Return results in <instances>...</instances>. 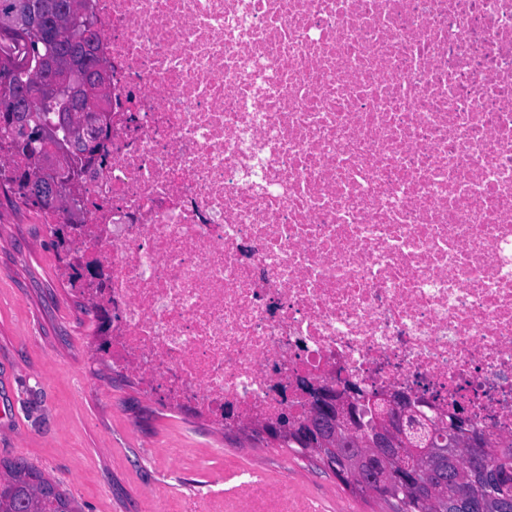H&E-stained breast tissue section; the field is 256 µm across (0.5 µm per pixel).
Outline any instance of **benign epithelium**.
<instances>
[{"label":"benign epithelium","mask_w":512,"mask_h":512,"mask_svg":"<svg viewBox=\"0 0 512 512\" xmlns=\"http://www.w3.org/2000/svg\"><path fill=\"white\" fill-rule=\"evenodd\" d=\"M98 95L88 108L76 113L70 106L68 93L81 83V76L67 69L45 71L38 66L30 76L42 80L45 93L58 99V110L37 119L19 114L13 134L27 145L32 168H16L10 177L26 182L25 190L33 198L49 192L56 197L60 187L70 181L66 156L72 151L90 155L102 137L107 124L108 80L105 70L94 68ZM71 230L57 234L60 259L74 267L80 280L100 281L102 272L87 267V260L76 263L67 248ZM297 388L305 396L308 410L302 417L288 416L273 424H255L251 430L274 439L290 436L304 451L317 453L323 466L340 458L336 478L363 487H380L384 480L419 490L430 497L458 482L490 481L493 497L476 501L459 497L449 504L451 512H508L512 509V461L505 458L489 474L476 467L473 449L490 439L466 432L457 443L437 446L433 439L438 428L454 424L463 428L469 415L460 410L449 413L450 420L441 422L428 418L420 409L419 398L408 393L390 390L359 396L347 388L337 391L318 379L303 377Z\"/></svg>","instance_id":"benign-epithelium-1"}]
</instances>
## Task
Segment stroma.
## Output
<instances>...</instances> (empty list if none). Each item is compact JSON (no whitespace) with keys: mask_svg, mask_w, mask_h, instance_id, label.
Returning a JSON list of instances; mask_svg holds the SVG:
<instances>
[{"mask_svg":"<svg viewBox=\"0 0 512 512\" xmlns=\"http://www.w3.org/2000/svg\"><path fill=\"white\" fill-rule=\"evenodd\" d=\"M94 336L35 207L0 191V461L32 462L81 512H382L290 449L145 394Z\"/></svg>","mask_w":512,"mask_h":512,"instance_id":"stroma-1","label":"stroma"}]
</instances>
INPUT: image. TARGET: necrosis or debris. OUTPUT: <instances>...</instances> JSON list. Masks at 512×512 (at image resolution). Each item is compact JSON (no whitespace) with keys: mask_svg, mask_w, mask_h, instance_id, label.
Returning a JSON list of instances; mask_svg holds the SVG:
<instances>
[{"mask_svg":"<svg viewBox=\"0 0 512 512\" xmlns=\"http://www.w3.org/2000/svg\"><path fill=\"white\" fill-rule=\"evenodd\" d=\"M109 356L225 430L306 376L512 436V0H88Z\"/></svg>","mask_w":512,"mask_h":512,"instance_id":"obj_1","label":"necrosis or debris"}]
</instances>
